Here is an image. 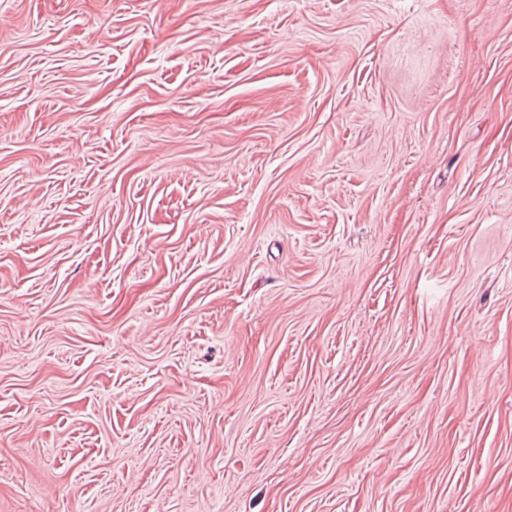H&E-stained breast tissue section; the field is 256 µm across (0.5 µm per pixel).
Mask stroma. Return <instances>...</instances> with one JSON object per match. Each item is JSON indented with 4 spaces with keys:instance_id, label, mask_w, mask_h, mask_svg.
<instances>
[{
    "instance_id": "35a3bbf8",
    "label": "stroma",
    "mask_w": 512,
    "mask_h": 512,
    "mask_svg": "<svg viewBox=\"0 0 512 512\" xmlns=\"http://www.w3.org/2000/svg\"><path fill=\"white\" fill-rule=\"evenodd\" d=\"M0 512H512V0H0Z\"/></svg>"
}]
</instances>
